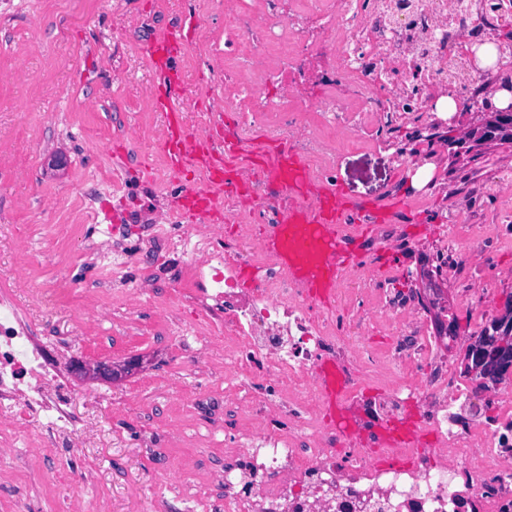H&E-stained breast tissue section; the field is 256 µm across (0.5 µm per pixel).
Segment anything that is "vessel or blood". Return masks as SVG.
<instances>
[{
    "mask_svg": "<svg viewBox=\"0 0 512 512\" xmlns=\"http://www.w3.org/2000/svg\"><path fill=\"white\" fill-rule=\"evenodd\" d=\"M179 46V36L172 32L148 48L169 92L166 111L169 134L163 151L171 169L195 167L205 172L214 187L233 189L237 186L233 178L237 161L259 160L266 180L289 200L271 235L272 248L284 268L303 284L315 301L330 302L341 274L360 260L357 250L346 249L342 244L344 224L376 223L380 208L347 199L339 188L313 185L301 153L293 147L283 145L271 149L232 138L189 140L177 104L182 77L173 54ZM323 381L332 424L343 432H353L355 418L342 401L335 365L325 366Z\"/></svg>",
    "mask_w": 512,
    "mask_h": 512,
    "instance_id": "vessel-or-blood-1",
    "label": "vessel or blood"
}]
</instances>
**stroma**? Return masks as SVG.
<instances>
[{"label": "stroma", "mask_w": 512, "mask_h": 512, "mask_svg": "<svg viewBox=\"0 0 512 512\" xmlns=\"http://www.w3.org/2000/svg\"><path fill=\"white\" fill-rule=\"evenodd\" d=\"M200 17L218 34L230 21L221 9L202 12L198 0H28L25 11L0 16V289L16 290L40 335L77 339L63 360L75 374H91L74 407L88 420V437L77 446L94 471L82 488L92 512H207L216 491L212 468L224 455V435L213 425L222 414L224 368L204 377L185 359L171 323L156 314L175 299L178 284L154 281L134 313L111 274L90 258L99 235L83 210L84 194L117 170L123 191L98 205L112 223H131L147 207L161 219L174 212L172 175L152 187L142 171L167 161L155 145L167 125L147 48L181 27L184 110L223 112L219 96L199 95L213 82L195 41ZM428 134L412 118L399 119L391 149L344 151L336 168L345 197L383 201L393 193L416 209L408 223L389 216L363 236L377 245L382 264L414 271L393 286L403 297L428 286V259L449 213L469 216L448 267L453 283L474 279L478 243L512 208V190L498 201L482 193L512 171V146H489L453 167ZM423 158L439 162L440 185L421 200L404 183L410 161ZM390 227L416 250L381 245ZM177 461L183 472L174 488L161 475Z\"/></svg>", "instance_id": "35a3bbf8"}]
</instances>
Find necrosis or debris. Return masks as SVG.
Here are the masks:
<instances>
[{"mask_svg": "<svg viewBox=\"0 0 512 512\" xmlns=\"http://www.w3.org/2000/svg\"><path fill=\"white\" fill-rule=\"evenodd\" d=\"M265 22L239 7L214 58L244 69L287 55L276 86L291 98L276 105L267 80L220 76L234 132L262 129L295 146L318 185L336 181L337 137L389 147L398 117L428 122L447 113L428 108L446 86L456 112L475 110L485 93L454 77L470 52L496 44L512 22V0L467 12L457 0H261ZM367 91L364 106L337 103L339 91ZM249 202L224 194L235 229L216 224H162L151 211L136 217L139 238L154 256L156 275L186 279L187 301L209 325L224 329V463L216 468L221 495L212 512H512V372L494 381L457 369L449 349L467 339L448 330L449 313H468L478 327L497 313L476 281L455 300L441 293L409 307L395 303L389 284L411 272L374 273L362 256L336 286V305L313 300L290 276L259 228L275 226L287 206L253 169ZM257 270L245 285L244 269ZM387 336L384 349L374 333ZM336 363L354 407L349 436L321 415V368ZM416 415L434 436L431 448H392L380 422ZM0 457L21 438L30 456L56 455L87 422L72 406L52 345L37 336L12 289H0Z\"/></svg>", "mask_w": 512, "mask_h": 512, "instance_id": "obj_1", "label": "necrosis or debris"}]
</instances>
